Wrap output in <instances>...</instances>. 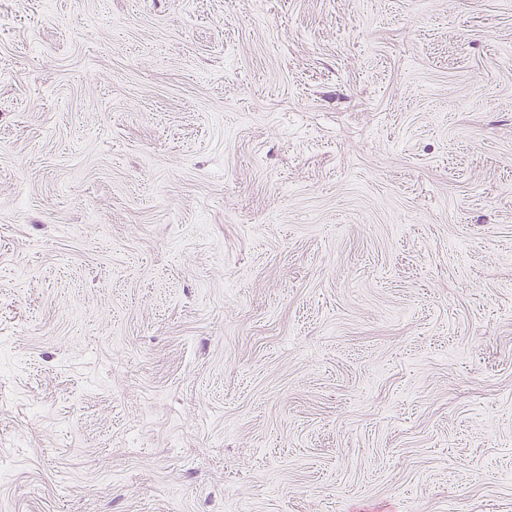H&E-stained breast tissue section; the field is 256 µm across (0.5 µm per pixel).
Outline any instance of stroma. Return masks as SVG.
<instances>
[{"label":"stroma","mask_w":512,"mask_h":512,"mask_svg":"<svg viewBox=\"0 0 512 512\" xmlns=\"http://www.w3.org/2000/svg\"><path fill=\"white\" fill-rule=\"evenodd\" d=\"M0 512H512V0H0Z\"/></svg>","instance_id":"1"}]
</instances>
